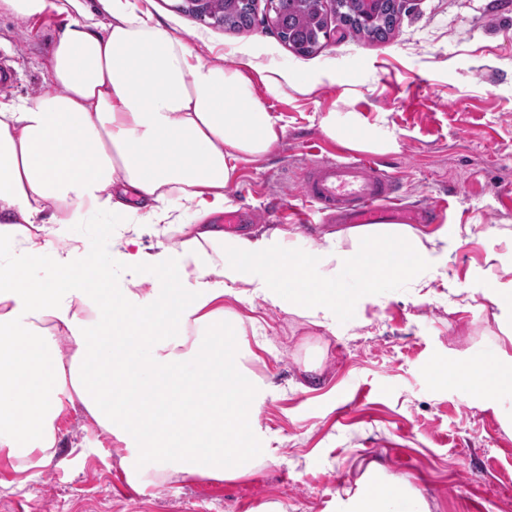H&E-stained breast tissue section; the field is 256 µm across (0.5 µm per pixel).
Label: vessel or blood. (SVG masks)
<instances>
[{
  "label": "vessel or blood",
  "instance_id": "1",
  "mask_svg": "<svg viewBox=\"0 0 512 512\" xmlns=\"http://www.w3.org/2000/svg\"><path fill=\"white\" fill-rule=\"evenodd\" d=\"M304 207L302 223L323 215L340 224H371L391 218L399 224L429 223L435 206L402 201L398 179L366 157L311 161L299 181Z\"/></svg>",
  "mask_w": 512,
  "mask_h": 512
}]
</instances>
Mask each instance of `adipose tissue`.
I'll return each mask as SVG.
<instances>
[{
	"instance_id": "1",
	"label": "adipose tissue",
	"mask_w": 512,
	"mask_h": 512,
	"mask_svg": "<svg viewBox=\"0 0 512 512\" xmlns=\"http://www.w3.org/2000/svg\"><path fill=\"white\" fill-rule=\"evenodd\" d=\"M111 21L70 17L49 57L51 91L0 100V451L23 473L49 461L57 417L80 404L126 447L123 465L144 479L184 474L236 480L276 450L254 422L273 393L233 344L243 330L225 297L259 299L310 324L336 320L398 278L412 296L448 278V236L407 224H366L299 249L281 226L241 234L208 223L223 211L239 165L269 156L285 134L254 92L312 94L273 65L199 57L188 38L131 0H101ZM347 149L398 147L384 125L323 118ZM101 223L112 261L90 255L72 224ZM35 265L55 281L32 277ZM121 280H114V271ZM154 271L145 281L143 271ZM480 293L503 348L491 359L433 367L464 396L512 401V259ZM67 335L70 362L58 355ZM96 374H89V367ZM339 512H429L423 495L370 465L344 489Z\"/></svg>"
}]
</instances>
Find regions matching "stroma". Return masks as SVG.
Segmentation results:
<instances>
[{"label": "stroma", "instance_id": "1", "mask_svg": "<svg viewBox=\"0 0 512 512\" xmlns=\"http://www.w3.org/2000/svg\"><path fill=\"white\" fill-rule=\"evenodd\" d=\"M133 2L187 36L204 60L274 64L297 79L330 74L309 95L257 85L286 132L269 158L241 163L225 190L250 227L292 224L301 246L321 241L328 225L294 224L286 205L301 201L307 160L347 153L322 133V118L343 125L356 114L395 130L397 150L375 160L397 175L406 202L447 199L438 224H470L473 234L449 242L448 279L429 298L384 283L332 331L259 299L225 297L244 322L238 348L275 388L257 424L278 457L252 474L132 481L123 444L76 407L56 422L49 464L18 473L0 457V512H264L270 503L278 512H336L338 491L373 463L419 490L430 512H512V434L499 423L512 406L465 402L430 376L432 365L496 351L492 307L478 296L458 310L455 291L477 287L489 252L505 251L488 230H512V0H407L382 42L332 17L331 38L309 56L257 24L230 31L199 21L179 11L181 0ZM66 21L54 11L0 17V54L13 56L16 71L0 99L47 89V56Z\"/></svg>", "mask_w": 512, "mask_h": 512}]
</instances>
